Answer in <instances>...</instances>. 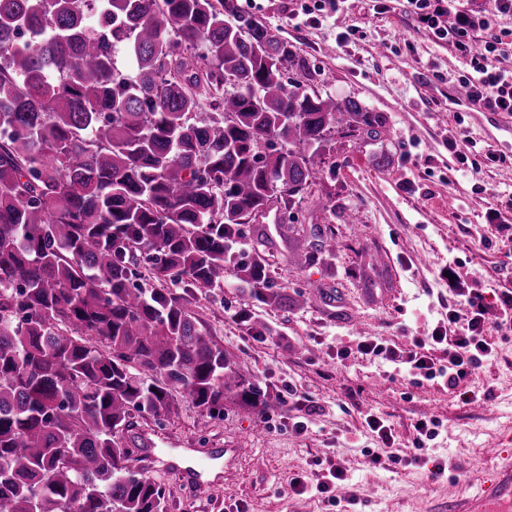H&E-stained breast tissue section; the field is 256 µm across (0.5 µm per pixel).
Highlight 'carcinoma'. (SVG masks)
<instances>
[{
	"mask_svg": "<svg viewBox=\"0 0 512 512\" xmlns=\"http://www.w3.org/2000/svg\"><path fill=\"white\" fill-rule=\"evenodd\" d=\"M94 2L0 0V512H166L135 418L162 424L175 392L209 418L273 404L191 305L229 269L235 322L269 333L254 307L291 301L263 240L232 251L242 226L300 203L336 137L386 131L309 91L238 0ZM310 235L300 267L335 251L330 225Z\"/></svg>",
	"mask_w": 512,
	"mask_h": 512,
	"instance_id": "obj_1",
	"label": "carcinoma"
}]
</instances>
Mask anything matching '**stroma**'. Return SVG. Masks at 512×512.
<instances>
[{
  "instance_id": "35a3bbf8",
  "label": "stroma",
  "mask_w": 512,
  "mask_h": 512,
  "mask_svg": "<svg viewBox=\"0 0 512 512\" xmlns=\"http://www.w3.org/2000/svg\"><path fill=\"white\" fill-rule=\"evenodd\" d=\"M238 3L306 56L318 73L314 91L358 99L385 116L388 132L337 140L293 214L245 225L237 250L266 237L272 277L296 301L290 310L258 308L270 335H247L233 320L249 300L233 273L195 308L279 405L257 416L228 401L222 415L205 420L183 398L163 425L138 423L160 448L223 444L212 495L196 496L162 463L143 459L136 466L163 486L167 512H329L321 495L297 493L295 482L315 483L332 465L355 486L356 512H439L477 491L490 468L485 446L512 454V333L492 332L493 357L456 390L440 379L413 384L401 365L354 348L360 337L375 336L407 352L413 337L447 325L459 298L445 266L487 302L512 292V136L496 113L455 101L466 60L435 40L405 0H343L336 15L308 22L291 18L294 0ZM476 145L493 146L499 160L483 162L474 175L457 155ZM493 209L501 223H487ZM288 222L332 225L336 251L327 265H295L279 233ZM291 392L314 408L302 433L287 429L300 414L286 400ZM369 414L388 420L403 447L411 445L417 419H437L442 431L419 464L388 470L368 457L388 454L365 425ZM449 462L454 471L431 478L433 466Z\"/></svg>"
}]
</instances>
